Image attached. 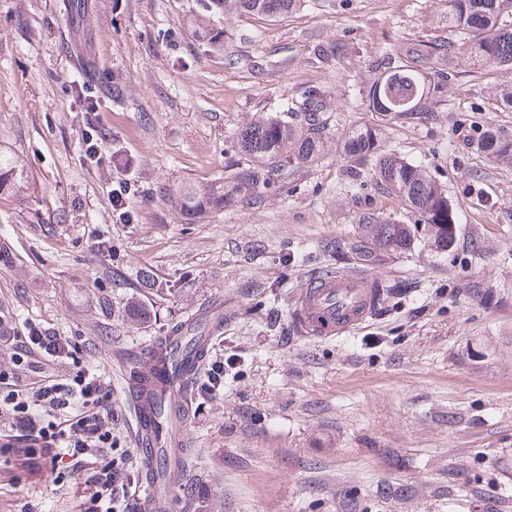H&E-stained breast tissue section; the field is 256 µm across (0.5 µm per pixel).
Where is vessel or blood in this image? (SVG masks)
I'll return each mask as SVG.
<instances>
[{
	"label": "vessel or blood",
	"mask_w": 512,
	"mask_h": 512,
	"mask_svg": "<svg viewBox=\"0 0 512 512\" xmlns=\"http://www.w3.org/2000/svg\"><path fill=\"white\" fill-rule=\"evenodd\" d=\"M370 283L369 275L359 273L308 283L295 298L299 330L308 338L327 339L358 328L373 315ZM192 320L206 326V335L194 336L186 329L166 332L138 353L125 376L141 478L152 487L162 477L168 488L180 483V472L153 430L163 417L189 418L191 385L206 363L212 336L224 330L221 303L199 308ZM175 394L181 395L180 404L171 403Z\"/></svg>",
	"instance_id": "b4317fda"
}]
</instances>
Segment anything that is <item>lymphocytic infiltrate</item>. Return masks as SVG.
<instances>
[{
	"label": "lymphocytic infiltrate",
	"mask_w": 512,
	"mask_h": 512,
	"mask_svg": "<svg viewBox=\"0 0 512 512\" xmlns=\"http://www.w3.org/2000/svg\"><path fill=\"white\" fill-rule=\"evenodd\" d=\"M2 340L18 359L73 356L69 342L33 322L18 336L0 320ZM17 447L51 466L67 456L88 467L90 479L74 491L77 512H112V387L100 374L81 367L67 379L45 374L23 384L0 370V459Z\"/></svg>",
	"instance_id": "1"
}]
</instances>
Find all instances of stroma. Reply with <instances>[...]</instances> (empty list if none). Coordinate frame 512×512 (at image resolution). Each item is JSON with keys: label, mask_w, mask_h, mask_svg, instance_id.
Segmentation results:
<instances>
[{"label": "stroma", "mask_w": 512, "mask_h": 512, "mask_svg": "<svg viewBox=\"0 0 512 512\" xmlns=\"http://www.w3.org/2000/svg\"><path fill=\"white\" fill-rule=\"evenodd\" d=\"M202 0H0V151L24 186L0 195V317L52 328L112 386L114 512L149 487L116 356L200 306L224 302L209 356L224 383L193 390L191 446L171 512H512V168L474 148L512 133L494 91L512 68L459 70L430 119L367 107L376 61L443 38L445 0H320L275 19L211 15L222 46L197 38ZM340 44L323 60L317 46ZM321 88L332 112L323 155L261 206L181 214L167 189L211 182L238 136ZM380 128L386 152L423 164L457 214L447 251L422 240L372 268L417 286L384 316L327 340L296 335L291 301L372 210L413 223L340 145ZM95 128L103 160L84 158ZM127 181V207L112 190ZM0 512H70L69 460L0 475Z\"/></svg>", "instance_id": "obj_1"}]
</instances>
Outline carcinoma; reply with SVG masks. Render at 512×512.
<instances>
[{
  "label": "carcinoma",
  "instance_id": "carcinoma-1",
  "mask_svg": "<svg viewBox=\"0 0 512 512\" xmlns=\"http://www.w3.org/2000/svg\"><path fill=\"white\" fill-rule=\"evenodd\" d=\"M308 0H210L213 11L244 12L276 18L292 13ZM448 13L439 19L447 36L431 45L407 46L386 55L383 71L369 92L368 108L391 119L434 111L447 87L445 79L458 68L498 64L512 67V23L506 11L512 0H447ZM329 103L319 88L308 90L301 100L283 104L268 116L250 124L239 136L245 162L229 175L201 186H185L169 194L180 211L202 217L210 209L237 204L260 206L280 190L288 175L315 161L327 147ZM477 149L495 164L512 167V135L498 128L483 130ZM342 152L351 167L365 168L370 181L417 216L412 224L366 211L358 232L322 245L336 256V266L318 272L316 278L337 275L348 265L372 268L399 257L422 238L447 250L457 241V218L445 186L427 170L382 149L371 128L350 131ZM24 170L17 161L0 154V192L21 187ZM369 297L375 315L390 310L394 301L413 292L408 279L372 281Z\"/></svg>",
  "mask_w": 512,
  "mask_h": 512
}]
</instances>
